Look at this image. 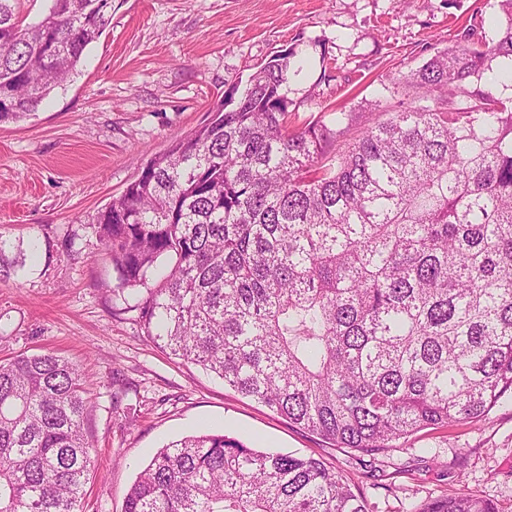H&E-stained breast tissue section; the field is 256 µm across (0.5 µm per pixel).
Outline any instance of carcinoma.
Instances as JSON below:
<instances>
[{
	"mask_svg": "<svg viewBox=\"0 0 512 512\" xmlns=\"http://www.w3.org/2000/svg\"><path fill=\"white\" fill-rule=\"evenodd\" d=\"M0 0V124L34 114L110 23L112 0ZM491 39L437 52L404 82L431 105L353 141L289 130L288 50L177 137L93 219L169 354L304 429L375 455L512 400V0ZM146 296L139 297L140 289ZM91 407L54 353L0 361V512H83ZM124 512H368L314 457L223 434L159 449ZM413 512H498L467 495Z\"/></svg>",
	"mask_w": 512,
	"mask_h": 512,
	"instance_id": "carcinoma-1",
	"label": "carcinoma"
}]
</instances>
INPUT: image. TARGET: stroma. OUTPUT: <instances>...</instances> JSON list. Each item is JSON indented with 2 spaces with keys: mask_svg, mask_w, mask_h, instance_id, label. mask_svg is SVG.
<instances>
[{
  "mask_svg": "<svg viewBox=\"0 0 512 512\" xmlns=\"http://www.w3.org/2000/svg\"><path fill=\"white\" fill-rule=\"evenodd\" d=\"M493 37L499 0H112L77 73L35 116L0 125V358L75 362L92 404L97 468L84 512H123L140 467L170 441L215 432L252 448L311 456L349 480L368 512H411L465 494L512 512V402L425 429L365 456L291 425L174 358L116 294L91 221L141 164L205 124L233 88L294 50L289 128L321 120L357 137L415 88L391 78L460 42L473 14Z\"/></svg>",
  "mask_w": 512,
  "mask_h": 512,
  "instance_id": "stroma-1",
  "label": "stroma"
}]
</instances>
